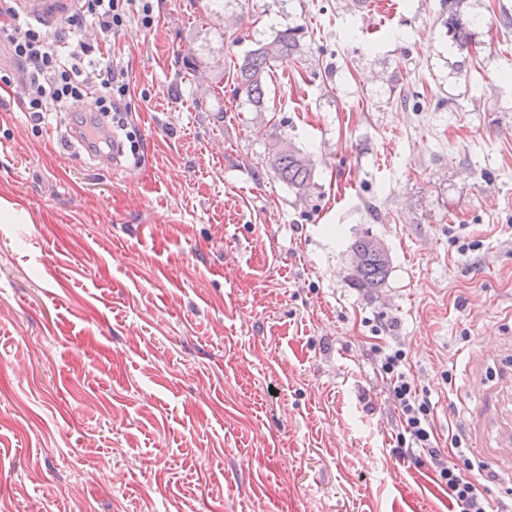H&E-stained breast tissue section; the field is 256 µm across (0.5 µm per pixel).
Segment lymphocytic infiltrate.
Here are the masks:
<instances>
[{
    "label": "lymphocytic infiltrate",
    "mask_w": 512,
    "mask_h": 512,
    "mask_svg": "<svg viewBox=\"0 0 512 512\" xmlns=\"http://www.w3.org/2000/svg\"><path fill=\"white\" fill-rule=\"evenodd\" d=\"M151 27L155 22L152 0H77L66 22L68 33L49 36L22 20L11 0H0V40L7 41L18 62L27 94L26 108L40 115L69 100L90 97L95 108L123 123L129 109L123 72L112 61V38L130 22ZM98 34L97 42L83 35L86 28ZM378 372L389 383L401 430L396 438L398 454L429 455L441 485L460 512H489L491 504L483 465L462 451L460 437H452V450L442 454L432 438L434 406L405 371L407 354L394 346L375 352Z\"/></svg>",
    "instance_id": "1"
}]
</instances>
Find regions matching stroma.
I'll return each mask as SVG.
<instances>
[{"label":"stroma","mask_w":512,"mask_h":512,"mask_svg":"<svg viewBox=\"0 0 512 512\" xmlns=\"http://www.w3.org/2000/svg\"><path fill=\"white\" fill-rule=\"evenodd\" d=\"M153 4L112 47L122 175L62 139L92 99L40 121L0 94V512H459L395 453L373 348L406 351L437 448L512 427V0H465L461 68L442 0ZM290 26L254 111L235 66ZM275 141L268 153L270 166L275 177L288 185L296 196L305 198L309 195L315 184L313 182L312 160L299 149L288 143V149L277 148ZM375 239L360 237L351 246L352 283L357 288L376 289L385 282L389 271L387 253L379 251Z\"/></svg>","instance_id":"stroma-1"}]
</instances>
